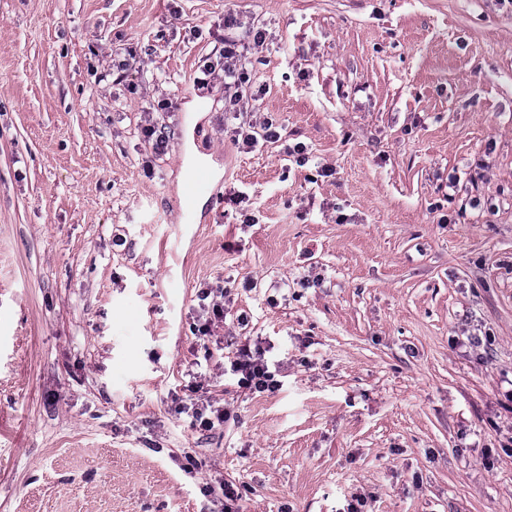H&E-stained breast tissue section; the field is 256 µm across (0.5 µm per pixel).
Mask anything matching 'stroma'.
Listing matches in <instances>:
<instances>
[{"label":"stroma","mask_w":512,"mask_h":512,"mask_svg":"<svg viewBox=\"0 0 512 512\" xmlns=\"http://www.w3.org/2000/svg\"><path fill=\"white\" fill-rule=\"evenodd\" d=\"M228 39L282 141L196 83ZM187 131L223 200L185 221ZM243 336L281 390L225 377ZM510 389L512 0H0V512H214L222 478L239 512H512ZM255 129L256 125L253 123H248L247 127L246 123H239L237 127L233 128L234 135L232 141L238 146L242 144V146L252 147L258 143V136L264 142L275 143L282 140V127L276 125L273 121L265 120L260 124L259 131H255ZM186 400L180 399L177 410L180 414L185 413L191 418V424L202 427L203 430H211L215 427V423L218 425L223 424L228 416V413L224 407H214L212 404L204 405L197 399L189 398ZM209 412V413H208ZM203 493L205 496H211L213 499H216V502H218L219 499H224L225 512H234L235 510H233L232 505L240 499L234 484L224 479L216 481V484L206 485L203 489ZM229 501L232 503H229Z\"/></svg>","instance_id":"35a3bbf8"}]
</instances>
